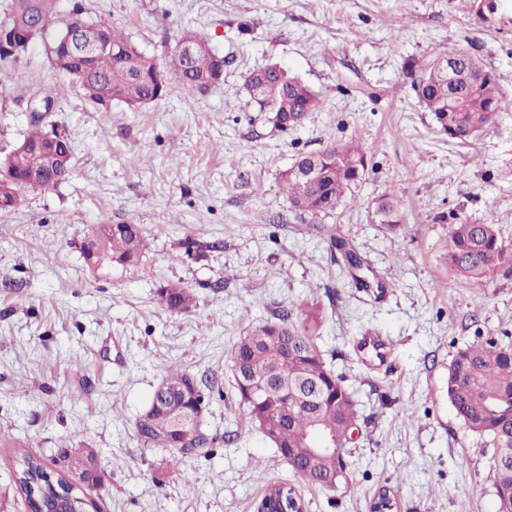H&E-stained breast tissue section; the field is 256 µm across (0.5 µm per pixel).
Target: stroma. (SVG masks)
I'll list each match as a JSON object with an SVG mask.
<instances>
[{
  "label": "stroma",
  "mask_w": 512,
  "mask_h": 512,
  "mask_svg": "<svg viewBox=\"0 0 512 512\" xmlns=\"http://www.w3.org/2000/svg\"><path fill=\"white\" fill-rule=\"evenodd\" d=\"M77 4L160 63L178 28L202 30L226 67L204 92L134 110L84 100L42 42L0 62V157L35 122L74 146L65 182L0 211V512H30L12 482L16 450L58 473L66 448L98 451L99 512H255L266 486L284 484L306 512H369L381 489L399 512H496L494 448L456 416L448 365L466 344L512 341V273L458 279L447 249L461 221L494 223L512 246V110L472 142L441 136L409 65L460 47L512 98V16L483 20L479 0H64ZM271 62L320 95L300 126L274 127L244 87ZM36 94L54 111L28 112ZM350 142L366 154L351 200L326 216L295 210L282 172ZM387 195L405 215L394 230L375 217ZM95 224L141 225L138 262L87 268L81 245ZM169 282L193 293L188 310L162 306ZM310 315L326 365L358 403L346 477L329 490L296 480L232 377L241 336ZM369 331L391 339L390 366L358 351ZM171 364L208 382L210 446L176 470L135 430Z\"/></svg>",
  "instance_id": "stroma-1"
}]
</instances>
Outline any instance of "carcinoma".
<instances>
[{
    "instance_id": "1",
    "label": "carcinoma",
    "mask_w": 512,
    "mask_h": 512,
    "mask_svg": "<svg viewBox=\"0 0 512 512\" xmlns=\"http://www.w3.org/2000/svg\"><path fill=\"white\" fill-rule=\"evenodd\" d=\"M60 2L0 0V29L24 27L34 10L58 25L55 37L45 43L47 59L55 72L73 77L83 98L91 103L108 105L116 101L131 108L141 107L165 98L174 89L192 95L224 78V59L218 57L206 36L192 28L182 29L176 41L188 53L178 59L169 55L163 66L139 51L124 33L102 18L92 23L111 42L112 48L90 60L68 57L63 52L57 54L54 48L68 36L67 17L60 16ZM451 63L459 68V78L452 88L439 70V65ZM245 87L260 109L271 114V122L282 129L301 123L320 104L317 92L276 63L250 72ZM412 90L440 134L450 140L475 137L498 113L512 108V100L502 92L494 73L464 49L433 53L414 70ZM298 161L315 165L317 179L303 181L288 170L281 179L291 205L311 214L336 211L362 178L366 167L365 153L353 143L302 155ZM33 170L45 172V190L56 188L72 173L69 161L62 169L47 168L44 155L35 150L25 157L21 171L13 172L1 162L0 179L13 181L11 207H16L21 194L31 189L25 172ZM377 215L380 223L390 229L404 221V213L394 197L379 204ZM99 228L100 225H94L83 242L86 258L95 262L108 260L118 266L131 265L139 259L144 245L140 225L116 224L112 226V234L105 238L100 237ZM98 254L102 258H96ZM448 266L461 280L481 282L504 268L512 270V248L503 243L493 223L452 224L448 232ZM158 296L172 313L188 309L194 301L189 289L178 284L160 286ZM309 332V327L299 330L284 317L258 326L234 347L232 373L240 368L262 377L268 368H273L275 389L268 397L252 393L247 383L233 377L239 403L264 437L295 452L292 470L296 479L320 487L323 473L332 471L343 475V455L347 449L310 458L305 449L311 447L312 436L322 432L339 440L358 426L359 419L353 393L342 377L326 367ZM191 382L196 379L187 371L169 365L161 385L181 388ZM302 383L315 390L313 397L319 407L314 417L299 401ZM448 400L468 431L490 438L495 449L492 471L497 512H512V500L509 506H504L512 473L498 463L502 452L512 450V342L491 337L459 349L448 365ZM157 401L158 394L154 392L147 405L148 416L136 422L137 436L145 448L170 451L171 465L176 468L192 452L183 443L202 439L200 422L183 425L176 438L173 432L176 416ZM62 458L64 474L60 475L47 471L23 450L14 456V483L32 512H38L46 498L68 500L75 512L96 509L87 490L101 485L107 478L96 450L70 448L64 450Z\"/></svg>"
}]
</instances>
